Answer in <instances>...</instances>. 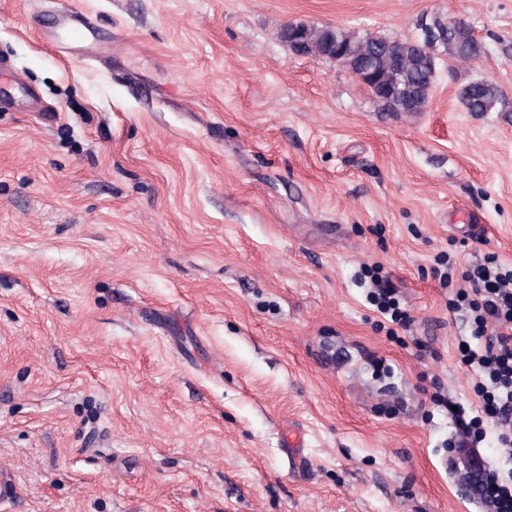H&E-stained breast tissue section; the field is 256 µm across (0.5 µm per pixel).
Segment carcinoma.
Returning <instances> with one entry per match:
<instances>
[{"mask_svg":"<svg viewBox=\"0 0 512 512\" xmlns=\"http://www.w3.org/2000/svg\"><path fill=\"white\" fill-rule=\"evenodd\" d=\"M298 35L308 55L326 58L339 48L346 55L347 67L357 69L362 65L369 66L374 72L375 82L391 92L381 103L384 110L400 114L414 113L416 109L410 106L412 97L418 100L420 106L428 103L436 75L432 68L422 63L419 46L427 40L425 33L395 41L397 50L394 52L385 48L389 38L355 28L319 27L303 22ZM436 52L437 60L446 58L450 62L477 61L485 55L484 45L471 27H460L447 35ZM459 99L468 112H512V104L491 81L482 83L477 96L461 95Z\"/></svg>","mask_w":512,"mask_h":512,"instance_id":"cac0c4a2","label":"carcinoma"}]
</instances>
